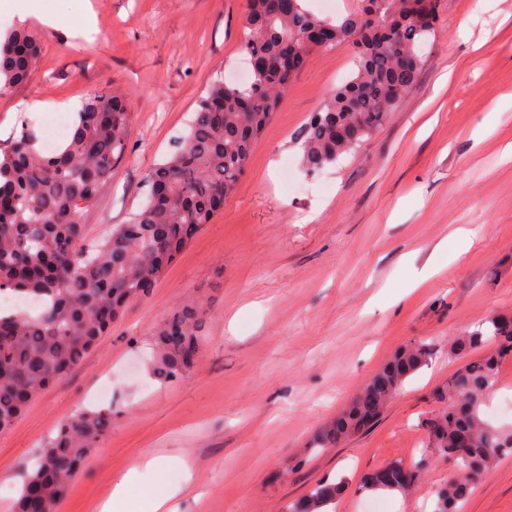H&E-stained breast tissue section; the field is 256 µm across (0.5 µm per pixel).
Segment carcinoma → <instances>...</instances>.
<instances>
[{
    "label": "carcinoma",
    "mask_w": 512,
    "mask_h": 512,
    "mask_svg": "<svg viewBox=\"0 0 512 512\" xmlns=\"http://www.w3.org/2000/svg\"><path fill=\"white\" fill-rule=\"evenodd\" d=\"M302 2L250 0L242 50L252 80L210 84L188 130L149 173L146 200L97 242L85 243L82 216L105 191L127 149L131 113L124 94L112 90L85 98L65 142L51 152L39 147L31 125L0 152V294L31 303L0 312V434L81 363L131 302L149 296L181 248L223 209L281 96L313 50L347 45L355 70L295 137L310 175L359 147L417 81L440 0H362L359 11L336 20L314 15ZM41 50L30 30L0 35V92L28 79ZM203 327V312L193 301L155 327L154 380L169 384L191 371ZM487 346L492 352L451 375L438 395L446 407L424 421L431 448L457 467V475L436 491L434 512H462L493 460L512 455V433L489 424L481 410L497 386L499 359L512 356L509 317L497 314L479 323L456 339L450 354L465 358ZM430 357L425 342L397 352L318 432L313 447L330 448L365 430ZM111 428L110 408L82 411L61 425L24 473L12 512H33L37 491L49 512H57L90 449ZM385 469L404 474V480L385 483L376 470L362 479L361 490L407 492L421 481L419 467L393 462ZM344 490L342 482L322 480L287 512H327Z\"/></svg>",
    "instance_id": "cac0c4a2"
}]
</instances>
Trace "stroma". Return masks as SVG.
I'll use <instances>...</instances> for the list:
<instances>
[{"label":"stroma","mask_w":512,"mask_h":512,"mask_svg":"<svg viewBox=\"0 0 512 512\" xmlns=\"http://www.w3.org/2000/svg\"><path fill=\"white\" fill-rule=\"evenodd\" d=\"M95 30L71 34L0 13V33L36 30L42 55L28 80L0 94V149L43 111L75 116L114 85L129 98L128 148L83 214L88 237L125 223L149 171L185 132L216 77L233 81L248 0H90ZM353 51L311 54L224 208L179 252L151 294L64 380L0 435V512L20 474L64 422L111 408L59 512H97L114 481L149 457L131 491L161 492L192 472L178 512H286L325 478L344 482L329 512H433L453 463L423 421L461 361L451 343L487 316L512 315V0H441L416 83L354 153L316 175L294 137L347 79ZM473 233L458 253L456 229ZM442 269L417 275L439 243ZM189 297L205 311L192 371L162 384L148 373L154 327ZM424 341L428 365L405 382L370 430L324 450L313 436L399 349ZM423 467L409 493L359 490L390 462ZM463 512H512V455L490 467Z\"/></svg>","instance_id":"stroma-1"}]
</instances>
